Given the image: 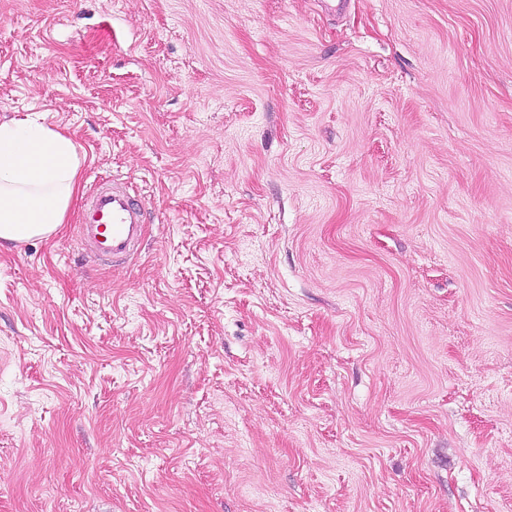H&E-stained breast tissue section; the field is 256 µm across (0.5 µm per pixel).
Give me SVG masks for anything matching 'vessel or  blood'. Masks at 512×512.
Segmentation results:
<instances>
[{"label": "vessel or blood", "mask_w": 512, "mask_h": 512, "mask_svg": "<svg viewBox=\"0 0 512 512\" xmlns=\"http://www.w3.org/2000/svg\"><path fill=\"white\" fill-rule=\"evenodd\" d=\"M142 208L126 185L114 183L96 189L78 226L81 245L101 260L127 259L142 239Z\"/></svg>", "instance_id": "1"}]
</instances>
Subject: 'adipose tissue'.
Segmentation results:
<instances>
[{
	"mask_svg": "<svg viewBox=\"0 0 512 512\" xmlns=\"http://www.w3.org/2000/svg\"><path fill=\"white\" fill-rule=\"evenodd\" d=\"M72 140L29 117L0 123V247L58 232L77 192Z\"/></svg>",
	"mask_w": 512,
	"mask_h": 512,
	"instance_id": "1",
	"label": "adipose tissue"
}]
</instances>
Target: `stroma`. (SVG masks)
Wrapping results in <instances>:
<instances>
[{"mask_svg": "<svg viewBox=\"0 0 512 512\" xmlns=\"http://www.w3.org/2000/svg\"><path fill=\"white\" fill-rule=\"evenodd\" d=\"M21 115L80 175L0 249V512H512V0H0ZM144 224L139 200L112 181L92 194L77 225L79 241L100 260H125L142 239Z\"/></svg>", "mask_w": 512, "mask_h": 512, "instance_id": "35a3bbf8", "label": "stroma"}]
</instances>
